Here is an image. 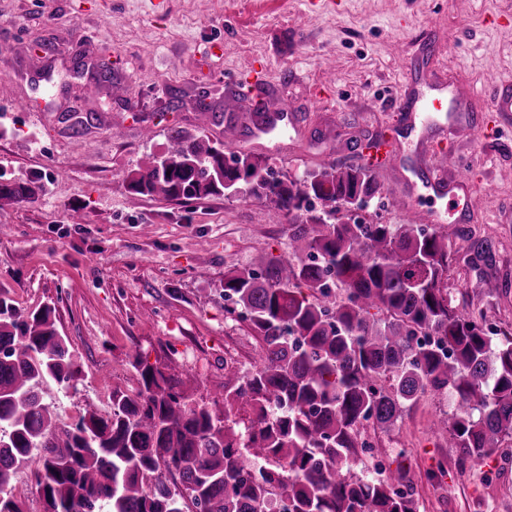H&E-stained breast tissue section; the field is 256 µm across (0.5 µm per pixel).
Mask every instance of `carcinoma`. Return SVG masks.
I'll return each mask as SVG.
<instances>
[{
	"mask_svg": "<svg viewBox=\"0 0 512 512\" xmlns=\"http://www.w3.org/2000/svg\"><path fill=\"white\" fill-rule=\"evenodd\" d=\"M126 188L180 203L244 190L285 214L290 257L224 273L227 311L258 337L259 363L224 382L218 414L135 355L136 394L114 391L107 415L64 423L45 393L76 388L68 337L51 307L0 290V512H23L21 468L44 512H419L408 471L358 470L376 451L367 429L389 432L430 391L454 403L434 427L459 459L512 437V334L448 295V234L462 230L340 216L381 192L366 164L278 177L226 141L178 134ZM35 194L0 182V200Z\"/></svg>",
	"mask_w": 512,
	"mask_h": 512,
	"instance_id": "cac0c4a2",
	"label": "carcinoma"
}]
</instances>
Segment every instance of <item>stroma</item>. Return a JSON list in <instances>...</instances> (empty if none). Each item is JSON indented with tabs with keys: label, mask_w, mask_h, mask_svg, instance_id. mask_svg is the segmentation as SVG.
I'll return each mask as SVG.
<instances>
[{
	"label": "stroma",
	"mask_w": 512,
	"mask_h": 512,
	"mask_svg": "<svg viewBox=\"0 0 512 512\" xmlns=\"http://www.w3.org/2000/svg\"><path fill=\"white\" fill-rule=\"evenodd\" d=\"M105 59L111 82L86 94ZM406 75L452 84L492 135L450 126L431 152L388 102ZM499 80L512 84V0H0V178L40 187L0 202V289L53 307L70 340L82 375L53 394L58 417L108 413L113 390H136L134 353L197 401L255 365V336L225 311L224 271L287 256L283 212L246 194L187 206L136 195L125 177L174 133L221 142L213 113L247 125L261 103L293 105L274 135L243 138L282 175L347 159L372 133L422 165L467 166L473 207L445 213L465 231L448 239V291L512 329V112L490 111L483 92ZM419 174L381 175L359 218L410 223L390 185ZM485 239L489 258L473 249ZM450 407L425 393L374 443L409 470L420 512H512V462L459 461L433 432Z\"/></svg>",
	"instance_id": "35a3bbf8"
}]
</instances>
